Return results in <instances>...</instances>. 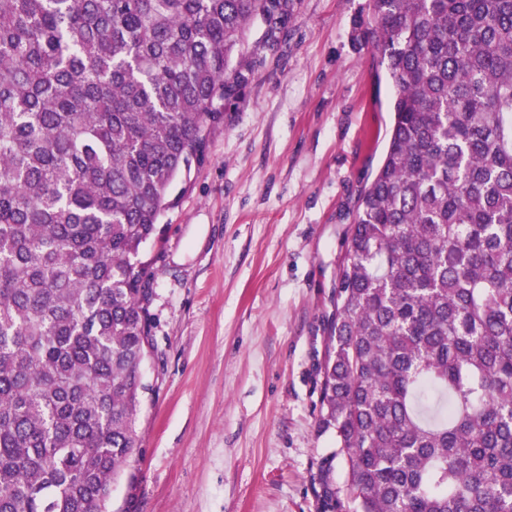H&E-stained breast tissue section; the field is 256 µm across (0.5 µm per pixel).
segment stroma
Returning <instances> with one entry per match:
<instances>
[{
  "label": "stroma",
  "instance_id": "35a3bbf8",
  "mask_svg": "<svg viewBox=\"0 0 512 512\" xmlns=\"http://www.w3.org/2000/svg\"><path fill=\"white\" fill-rule=\"evenodd\" d=\"M255 16L254 76L218 100L144 251L156 262L142 454L112 512H324L320 367L359 189L392 91L362 37L369 0H289Z\"/></svg>",
  "mask_w": 512,
  "mask_h": 512
}]
</instances>
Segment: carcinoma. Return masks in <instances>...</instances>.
Listing matches in <instances>:
<instances>
[{
	"mask_svg": "<svg viewBox=\"0 0 512 512\" xmlns=\"http://www.w3.org/2000/svg\"><path fill=\"white\" fill-rule=\"evenodd\" d=\"M286 7L0 0V512H109L149 390L143 247ZM365 28L393 116L337 273L321 497L512 512V0H370Z\"/></svg>",
	"mask_w": 512,
	"mask_h": 512,
	"instance_id": "1",
	"label": "carcinoma"
}]
</instances>
